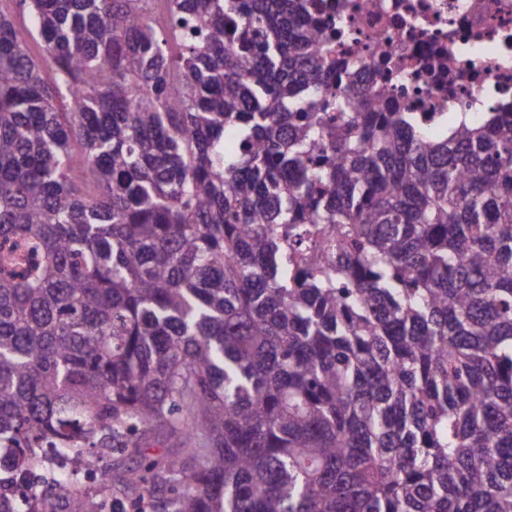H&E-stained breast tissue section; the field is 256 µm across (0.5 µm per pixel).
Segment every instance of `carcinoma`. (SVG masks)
Wrapping results in <instances>:
<instances>
[{
    "label": "carcinoma",
    "mask_w": 512,
    "mask_h": 512,
    "mask_svg": "<svg viewBox=\"0 0 512 512\" xmlns=\"http://www.w3.org/2000/svg\"><path fill=\"white\" fill-rule=\"evenodd\" d=\"M16 5L0 512H512V112L352 107L304 0Z\"/></svg>",
    "instance_id": "carcinoma-1"
}]
</instances>
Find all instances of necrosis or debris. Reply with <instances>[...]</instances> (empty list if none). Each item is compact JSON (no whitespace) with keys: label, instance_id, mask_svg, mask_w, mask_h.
<instances>
[{"label":"necrosis or debris","instance_id":"4bbe7bcc","mask_svg":"<svg viewBox=\"0 0 512 512\" xmlns=\"http://www.w3.org/2000/svg\"><path fill=\"white\" fill-rule=\"evenodd\" d=\"M320 55L347 61L346 92L415 113L429 136L512 104V0H314Z\"/></svg>","mask_w":512,"mask_h":512}]
</instances>
